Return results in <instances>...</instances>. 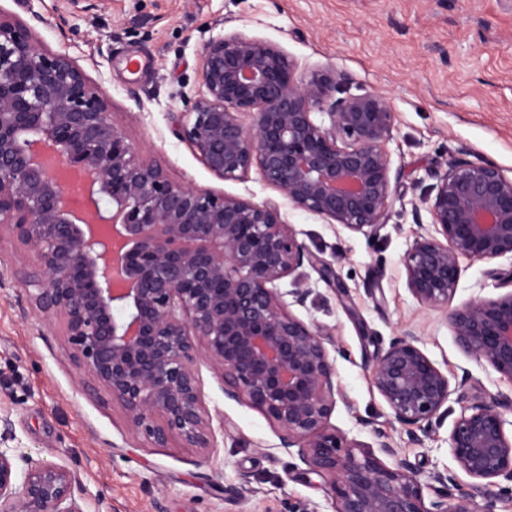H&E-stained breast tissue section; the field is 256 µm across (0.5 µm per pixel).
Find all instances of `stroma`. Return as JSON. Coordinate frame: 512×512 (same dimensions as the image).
Listing matches in <instances>:
<instances>
[{
	"mask_svg": "<svg viewBox=\"0 0 512 512\" xmlns=\"http://www.w3.org/2000/svg\"><path fill=\"white\" fill-rule=\"evenodd\" d=\"M0 13L30 28L45 50L63 53L98 85L112 119L143 159L175 183L279 205L299 241L334 263L339 287L303 265L280 284L308 289L291 311L328 334L344 394L329 427L377 450L387 441L417 473L425 501L455 503L470 479L456 471L448 436L461 412L428 434L396 422L371 367L390 341L414 331L419 347L450 384L469 376L472 393L512 389L457 346L442 312L417 302L401 263L421 226L433 175L449 159L492 162L512 171V0H0ZM238 32L275 43L297 76L332 66L347 94L380 92L395 121L387 150L396 185L390 214L370 235L336 230L292 208L257 170L238 181L210 173L172 130L182 96L201 94L205 42ZM150 68L132 74L131 58ZM454 305L503 292L512 259L460 260ZM40 265L9 232L0 233V448L78 469L84 512H333L328 478L309 471L280 444V431L246 400H232L207 361L197 370L212 417L208 458L170 442L157 447L129 428L105 390L87 391L60 319L31 305L25 281Z\"/></svg>",
	"mask_w": 512,
	"mask_h": 512,
	"instance_id": "obj_1",
	"label": "stroma"
}]
</instances>
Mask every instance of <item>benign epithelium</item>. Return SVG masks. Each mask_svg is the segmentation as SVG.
I'll return each mask as SVG.
<instances>
[{
    "instance_id": "7a95c632",
    "label": "benign epithelium",
    "mask_w": 512,
    "mask_h": 512,
    "mask_svg": "<svg viewBox=\"0 0 512 512\" xmlns=\"http://www.w3.org/2000/svg\"><path fill=\"white\" fill-rule=\"evenodd\" d=\"M204 93L184 97L174 129L223 180L251 168L288 203L364 235L388 218L396 187L386 143L395 115L379 93L337 96L330 67L299 79L277 45L220 34L200 60ZM328 116L329 126L314 114ZM430 225L402 264L413 297L442 310L457 345L512 383V291L454 308L460 258L512 256V176L484 160L454 158L435 173ZM108 199L112 207L100 203ZM0 224L33 252L42 276L26 283L42 313L62 320L81 381L104 388L132 431L158 447H213L196 364L212 366L229 398L246 397L328 476L333 512H485L512 486V394L480 398L469 376L450 388L406 332L376 357L372 378L392 418L425 430L462 404L449 444L471 479L454 505L426 507L412 465L389 443L356 455L328 426L342 396L321 329L290 311L306 290L279 284L303 263L336 285V270L297 238L279 207L172 182L112 119L99 88L28 27L0 16ZM498 491H493V488ZM80 473L0 448V512H83Z\"/></svg>"
}]
</instances>
